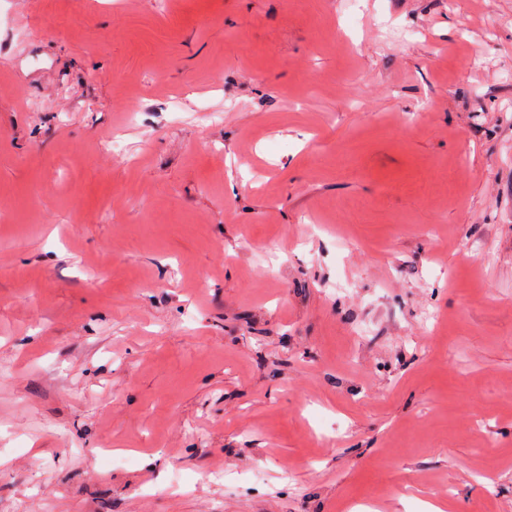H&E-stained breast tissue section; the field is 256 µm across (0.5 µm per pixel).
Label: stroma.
<instances>
[{
  "label": "stroma",
  "instance_id": "stroma-1",
  "mask_svg": "<svg viewBox=\"0 0 512 512\" xmlns=\"http://www.w3.org/2000/svg\"><path fill=\"white\" fill-rule=\"evenodd\" d=\"M0 0V512H512V0Z\"/></svg>",
  "mask_w": 512,
  "mask_h": 512
}]
</instances>
